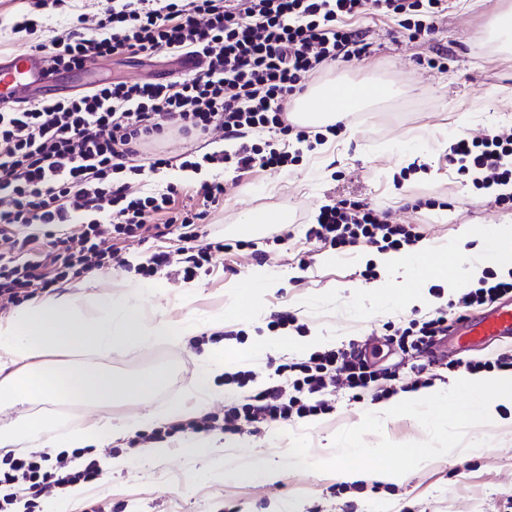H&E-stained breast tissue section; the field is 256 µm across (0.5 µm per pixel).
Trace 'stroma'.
Wrapping results in <instances>:
<instances>
[{
  "mask_svg": "<svg viewBox=\"0 0 512 512\" xmlns=\"http://www.w3.org/2000/svg\"><path fill=\"white\" fill-rule=\"evenodd\" d=\"M26 9L25 0H0V57L29 50L35 41L61 33L75 13H90L93 0H67L64 8L46 15L36 34L17 32L13 23ZM512 9V0H451L447 17L437 30L418 42L403 38L393 21L379 17L363 19L369 48L365 56L351 62L326 65L318 82L339 77L361 81L372 76L392 82L395 93L378 101L359 121L337 136L325 153H304L301 162L287 168L260 171L236 180L224 173V199L211 207L207 231L211 238L236 241L233 227L241 216L255 209H285L292 218L290 239L276 242L280 227L267 225L251 236L249 247L225 254L223 259L199 269L192 282L196 294L183 302L182 273L169 267L151 278L139 268L155 252L175 250L177 239L126 240L125 267L110 269L106 278L89 273L96 292H120L127 284H146L149 312L175 321H203L223 315L224 328L206 330L187 341L168 340L112 355H68L70 363L125 375L161 368L167 380L149 398H133L113 406V423L149 411H159L184 398L195 384L199 358L207 347L225 352L247 353L239 363L242 371L256 377L246 386L225 384L223 376L212 381L209 411L239 404L243 397L268 383L282 363L302 362L309 351L283 348L262 357L252 356L255 345L270 331L273 314L288 311L293 326L278 330V337L304 341L322 336L323 349H345L349 345L376 350L375 367L380 375L363 400L349 399L344 390L326 396L329 413L277 422L242 432L225 434L229 451L193 455L184 444L187 432H173L172 421L155 423L166 433L169 453L153 460L140 455V437L114 436L110 445L89 450L86 460L103 457L122 459V466L102 470L98 480L85 486L76 512H512V408L499 409L500 421L477 426L468 440H485L481 455L461 452L443 455L409 472L400 483L364 478L342 480L336 473L286 469L289 434L303 433L309 439V456L331 457L334 435L357 425L365 412L385 403L387 390L411 385V358L405 357L389 337L410 320L424 319L449 301L445 282L427 279L426 304H405L383 312L369 290L370 281H405L404 271L378 266V251L372 247L334 249L307 242L304 220L320 206L343 199L362 200L389 213L393 222L418 227L423 242L437 246L457 239L465 224L496 222L512 225V204L499 203L470 181L449 172L442 157L450 141L461 135L475 136L512 127V55L494 54L488 30L500 13ZM443 51L448 71L438 74L426 65L428 57ZM97 81H160L179 78L182 69L173 57L123 56L96 60ZM417 146L425 160V171L409 168L407 149ZM425 205L413 209L414 200ZM447 220H440V213ZM265 265L277 287L262 295L263 313L251 317L249 308L232 311L230 283L246 278L256 265ZM372 268L373 280L361 272ZM512 355V335L489 338L460 348L447 336L434 348L439 364L431 380L435 389L446 390L457 379V363L495 360ZM32 412H42L59 422L72 424L96 419V411L79 401L57 400L16 406L0 413L5 423ZM255 460L284 466L280 480L228 481L225 463L244 465Z\"/></svg>",
  "mask_w": 512,
  "mask_h": 512,
  "instance_id": "obj_1",
  "label": "stroma"
}]
</instances>
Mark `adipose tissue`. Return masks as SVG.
Masks as SVG:
<instances>
[{"label":"adipose tissue","instance_id":"obj_1","mask_svg":"<svg viewBox=\"0 0 512 512\" xmlns=\"http://www.w3.org/2000/svg\"><path fill=\"white\" fill-rule=\"evenodd\" d=\"M293 109L305 113L304 123L312 127L335 124L343 114L336 105V84L332 81L311 89L306 98L294 103ZM461 236L475 242L474 253L465 254L454 243L441 247L426 244L421 248L439 265L438 277L447 281L449 290L467 287L484 267L512 266L511 224L500 225L498 234L491 238L481 234L479 225H465ZM378 261L385 267L411 273L405 287L395 289L386 283L373 287L380 307L426 301L420 273L407 254L392 251L381 254ZM145 292V287L137 285L103 295L90 290L88 284H71L64 291L32 298L0 317V405L69 397L101 410L133 396L148 397L155 393L166 381L164 371L115 377L108 372L62 366L54 360L58 354L125 352L165 339L185 340L198 333V321L175 322L148 313L142 304ZM231 365V360L220 355L202 356L192 391L194 405L189 407L178 401L160 416L191 417L193 409L203 408L210 401L211 379ZM160 416L153 412L137 415L118 426L111 419L99 418L90 424H74L64 431L56 420L34 415L19 423L0 425V447L98 446L110 441L117 431L127 435L142 432Z\"/></svg>","mask_w":512,"mask_h":512}]
</instances>
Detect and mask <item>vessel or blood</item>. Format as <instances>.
I'll return each instance as SVG.
<instances>
[{
    "label": "vessel or blood",
    "mask_w": 512,
    "mask_h": 512,
    "mask_svg": "<svg viewBox=\"0 0 512 512\" xmlns=\"http://www.w3.org/2000/svg\"><path fill=\"white\" fill-rule=\"evenodd\" d=\"M55 74L36 52H19L7 61H0V104L32 97L34 90L49 89ZM512 334V305L500 306L477 323L462 324L458 331L459 345L466 346L490 336Z\"/></svg>",
    "instance_id": "vessel-or-blood-1"
}]
</instances>
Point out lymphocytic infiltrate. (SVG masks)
I'll return each instance as SVG.
<instances>
[{"label": "lymphocytic infiltrate", "mask_w": 512, "mask_h": 512, "mask_svg": "<svg viewBox=\"0 0 512 512\" xmlns=\"http://www.w3.org/2000/svg\"><path fill=\"white\" fill-rule=\"evenodd\" d=\"M400 19L408 40L431 34L448 15V0H97L93 14H78L61 34L36 43L54 70H80L115 56L193 53L202 74L170 82H104L63 99H33L0 108V239L25 250L24 258L0 254V299L26 300L31 289H48L94 270L124 264L120 240L163 238L180 227L185 277L230 252L216 240L194 248L224 183H200L201 207L183 204V189L166 185L142 192L133 180L145 150L167 134L207 140L215 133L239 140L234 155L207 152L182 168H233L244 176L298 163L299 155L264 151L248 140L267 130L297 141L324 144L357 121L347 113L321 133L290 123L287 101L303 91L325 64L365 55L361 20ZM450 171L479 189L512 182V129L460 136L444 157ZM307 240L336 249L364 245L399 251L419 239L404 224L364 201L342 200L320 208L306 228ZM512 296V274L484 271L477 288L449 301L447 309L411 320L397 345L415 357V385L429 369L422 356L433 337L448 330L449 310H465L486 298ZM276 379L259 387L223 415L207 414L189 425L205 432L222 426L287 422L328 412L322 394L347 390L361 399L377 376L361 349L328 350L303 362L283 363ZM95 463L70 466L66 454L35 452L0 458V485L25 486L31 498H48L71 484L97 478Z\"/></svg>", "instance_id": "obj_1"}]
</instances>
